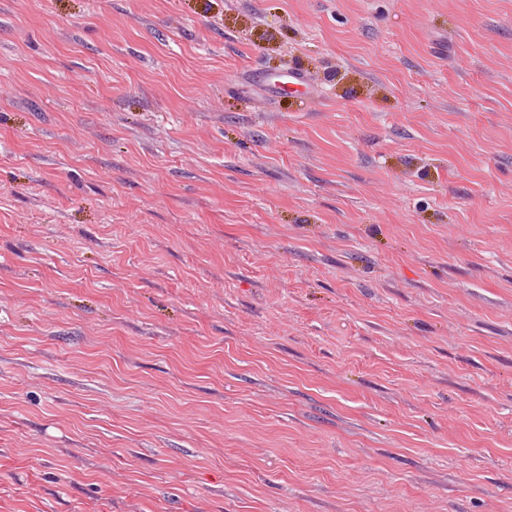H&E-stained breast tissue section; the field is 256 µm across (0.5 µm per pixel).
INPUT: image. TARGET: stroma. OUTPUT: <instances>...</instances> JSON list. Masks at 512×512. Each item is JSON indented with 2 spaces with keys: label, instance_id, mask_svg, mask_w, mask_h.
Segmentation results:
<instances>
[{
  "label": "stroma",
  "instance_id": "stroma-1",
  "mask_svg": "<svg viewBox=\"0 0 512 512\" xmlns=\"http://www.w3.org/2000/svg\"><path fill=\"white\" fill-rule=\"evenodd\" d=\"M0 512H512V0H0Z\"/></svg>",
  "mask_w": 512,
  "mask_h": 512
}]
</instances>
